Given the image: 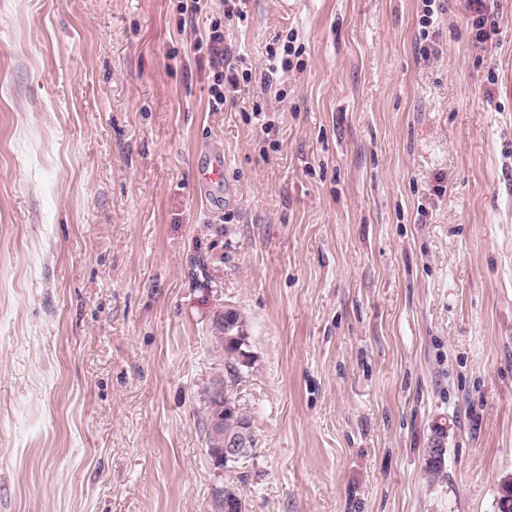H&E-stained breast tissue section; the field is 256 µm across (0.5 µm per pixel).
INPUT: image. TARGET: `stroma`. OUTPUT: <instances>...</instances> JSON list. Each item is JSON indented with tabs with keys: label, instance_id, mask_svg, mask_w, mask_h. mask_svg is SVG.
I'll return each instance as SVG.
<instances>
[{
	"label": "stroma",
	"instance_id": "stroma-1",
	"mask_svg": "<svg viewBox=\"0 0 512 512\" xmlns=\"http://www.w3.org/2000/svg\"><path fill=\"white\" fill-rule=\"evenodd\" d=\"M0 0V512H498L512 0ZM248 88L210 102L212 20ZM295 38L300 65L272 71ZM224 150V200L198 180ZM250 458L217 472L214 323ZM448 436L446 473L425 457ZM469 10V19L472 21V29L475 32L474 39L477 44L483 45L492 41L498 34L495 22L490 19L491 7L488 0H466ZM216 331L218 339L224 346V353L227 354L228 361L225 363L226 377L224 383L221 382L222 391H216V383L208 390V422L206 427V443L209 455L215 460L221 448L227 442L239 439L237 448V460H224L220 464L224 469H230L235 464L243 461L252 455L256 446L255 437L252 431V425L247 416L239 411V408L228 395V383L238 381L242 375L241 367H248L251 358L243 346H247L246 340L249 338L245 331L244 321L241 315L233 310L227 309L216 322ZM210 421V424H209ZM236 448H224L221 455L224 458H233ZM442 430H435L434 437L431 441V453L425 462V469L433 479H439L444 475V457L446 450L442 447L443 442ZM242 496L239 486L233 482L222 481L215 484L211 492L213 512H228L232 503L242 506Z\"/></svg>",
	"mask_w": 512,
	"mask_h": 512
}]
</instances>
